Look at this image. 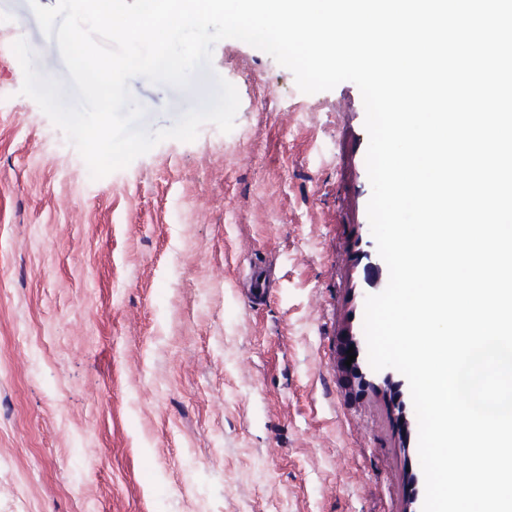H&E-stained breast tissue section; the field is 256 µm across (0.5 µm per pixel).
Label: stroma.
<instances>
[{
  "label": "stroma",
  "instance_id": "obj_1",
  "mask_svg": "<svg viewBox=\"0 0 512 512\" xmlns=\"http://www.w3.org/2000/svg\"><path fill=\"white\" fill-rule=\"evenodd\" d=\"M77 96L29 0H0V512H393L384 424L344 409L325 365L347 179L336 127L366 137L357 86L301 92L237 39L212 67L231 132L168 139L92 179L11 50ZM144 129L204 103L137 76ZM274 269L262 301L234 279Z\"/></svg>",
  "mask_w": 512,
  "mask_h": 512
}]
</instances>
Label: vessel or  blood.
<instances>
[{
    "label": "vessel or blood",
    "instance_id": "b4317fda",
    "mask_svg": "<svg viewBox=\"0 0 512 512\" xmlns=\"http://www.w3.org/2000/svg\"><path fill=\"white\" fill-rule=\"evenodd\" d=\"M336 292L326 302L329 324L336 343L327 355L342 397L359 407L377 406L389 429L388 447L404 458L399 472L397 512H422L425 480L418 454V421L409 384L397 370H373L368 361L363 319L367 296L383 291L388 283L386 263L379 256L370 225L365 221L336 227L332 252ZM274 286L269 266L250 265L237 281L239 297L254 302Z\"/></svg>",
    "mask_w": 512,
    "mask_h": 512
}]
</instances>
